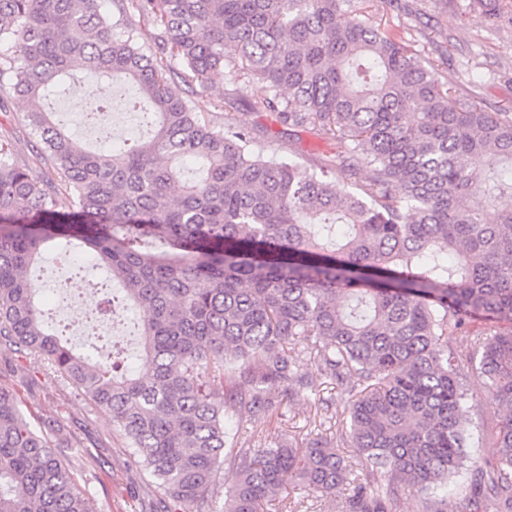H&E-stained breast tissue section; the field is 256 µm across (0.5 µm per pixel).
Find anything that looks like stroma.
<instances>
[{
  "label": "stroma",
  "instance_id": "stroma-1",
  "mask_svg": "<svg viewBox=\"0 0 512 512\" xmlns=\"http://www.w3.org/2000/svg\"><path fill=\"white\" fill-rule=\"evenodd\" d=\"M378 16L403 33L423 61L438 68L458 99L476 102L495 112L512 108V10L488 14L483 0H382ZM90 77L79 74L68 79L66 93L50 100L47 111L66 116V128L82 142L95 136L81 122V100L77 93L90 89ZM29 103L9 85L0 86V139L13 147L17 159L34 176L45 172L36 155L37 141L26 120ZM237 119L253 131L258 149L292 158L300 174L313 164L330 160L343 166L349 153L345 145L320 138L313 132L280 123L275 114L254 112L245 105L234 110ZM67 264L45 254L31 272L37 296L58 318L72 321L66 337L82 345L88 335L80 318L81 300H62L57 283ZM313 389L293 394L283 403L281 416L263 419L249 413H227L225 428L240 448H275L288 443L302 448L320 435L339 440L344 427V405L335 380L319 374L315 365L305 367ZM468 430L472 437L471 456L482 463L492 452L495 433L507 410L491 397L482 378L468 376ZM20 391L32 414L57 422L67 441L60 453L82 469L81 486L96 512H141L151 499L149 476L132 461V448L112 423V414L95 404L69 379L55 372L41 355L18 351L0 342V387ZM277 505L288 512H341V496H324L301 484H284L274 495Z\"/></svg>",
  "mask_w": 512,
  "mask_h": 512
}]
</instances>
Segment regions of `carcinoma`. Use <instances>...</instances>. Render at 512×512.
I'll return each instance as SVG.
<instances>
[{
  "mask_svg": "<svg viewBox=\"0 0 512 512\" xmlns=\"http://www.w3.org/2000/svg\"><path fill=\"white\" fill-rule=\"evenodd\" d=\"M372 2L110 0L103 14L98 0H0V45L22 56H0V82L32 104L47 166L33 176L0 142V338L112 412L152 479L149 512H261L286 478L326 495L347 486L342 512H391L401 487L420 493L422 512H456L438 490L471 461V371L511 414L468 506L488 498L512 512V112L457 102L372 20ZM226 66L234 100L262 83L269 94L250 108L348 146L351 190L331 164L302 176L255 151L251 129L206 119L173 87L208 91ZM76 70L132 85L127 106L149 136L110 151L74 144L39 103ZM83 112L102 128L109 102ZM192 160L203 176L173 194ZM50 247L95 260L148 310L139 372L56 334L26 278ZM453 338L479 358L457 355ZM306 360L348 394L359 473L322 436L224 451L225 412L279 415L271 388L309 387ZM23 407L0 387V512H93L56 452L61 429L31 424ZM223 465L236 481L219 502Z\"/></svg>",
  "mask_w": 512,
  "mask_h": 512,
  "instance_id": "cac0c4a2",
  "label": "carcinoma"
}]
</instances>
